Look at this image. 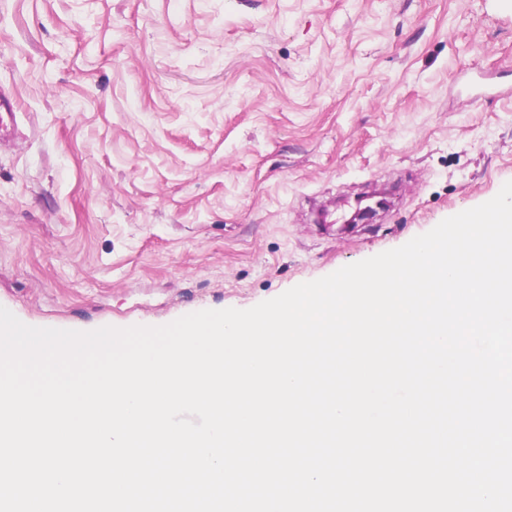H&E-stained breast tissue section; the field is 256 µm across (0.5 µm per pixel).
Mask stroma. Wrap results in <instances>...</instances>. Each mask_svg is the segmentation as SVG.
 Returning a JSON list of instances; mask_svg holds the SVG:
<instances>
[{
	"mask_svg": "<svg viewBox=\"0 0 512 512\" xmlns=\"http://www.w3.org/2000/svg\"><path fill=\"white\" fill-rule=\"evenodd\" d=\"M0 306L248 309L512 181V0H0ZM394 196L344 227L337 200Z\"/></svg>",
	"mask_w": 512,
	"mask_h": 512,
	"instance_id": "1",
	"label": "stroma"
}]
</instances>
